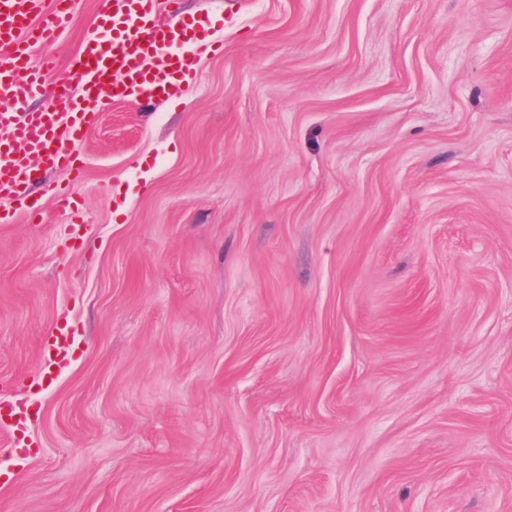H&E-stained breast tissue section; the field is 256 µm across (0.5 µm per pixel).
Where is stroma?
Segmentation results:
<instances>
[{"mask_svg":"<svg viewBox=\"0 0 512 512\" xmlns=\"http://www.w3.org/2000/svg\"><path fill=\"white\" fill-rule=\"evenodd\" d=\"M180 11L186 89L47 176L79 224L0 223V512H512V0ZM50 335L43 352H48L51 362L63 366L68 363L71 356V348L74 342L73 333L65 331L63 328H56Z\"/></svg>","mask_w":512,"mask_h":512,"instance_id":"35a3bbf8","label":"stroma"}]
</instances>
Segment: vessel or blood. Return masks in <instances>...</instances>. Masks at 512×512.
<instances>
[{"mask_svg": "<svg viewBox=\"0 0 512 512\" xmlns=\"http://www.w3.org/2000/svg\"><path fill=\"white\" fill-rule=\"evenodd\" d=\"M159 0H102L92 29L65 74L48 84L56 64H32L35 45L53 41L70 16L68 0H0V198L24 205L45 172L73 167L93 110L113 97H168L182 90L187 63L173 53L186 28L156 23ZM52 86L56 109L18 111L19 91ZM72 332L54 329L45 347L51 362L71 356Z\"/></svg>", "mask_w": 512, "mask_h": 512, "instance_id": "obj_1", "label": "vessel or blood"}]
</instances>
